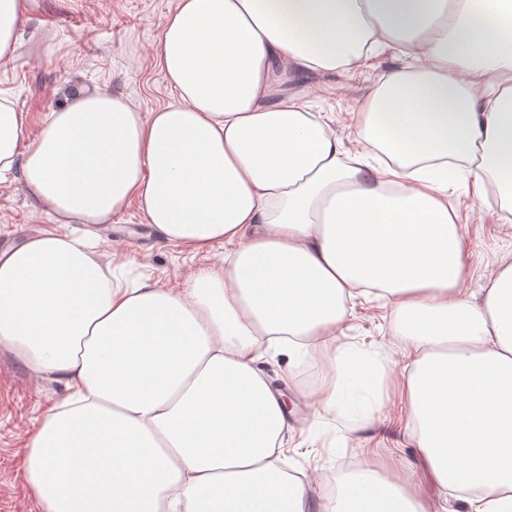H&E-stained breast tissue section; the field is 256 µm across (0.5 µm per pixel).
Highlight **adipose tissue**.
Listing matches in <instances>:
<instances>
[{
  "mask_svg": "<svg viewBox=\"0 0 512 512\" xmlns=\"http://www.w3.org/2000/svg\"><path fill=\"white\" fill-rule=\"evenodd\" d=\"M27 0H0V65ZM351 153L283 84L383 53ZM173 103L101 90L36 137L0 98V178L56 228L0 253V348L61 384L21 462L40 512H427L368 465L313 497L281 465L291 431L264 349L331 357L320 408L365 418L381 386L339 343L358 298L386 300L410 361L411 442L465 512H512V265L463 287L448 192L512 201V0H178L160 36ZM167 241L231 244L173 290L112 281L67 224L131 199Z\"/></svg>",
  "mask_w": 512,
  "mask_h": 512,
  "instance_id": "adipose-tissue-1",
  "label": "adipose tissue"
}]
</instances>
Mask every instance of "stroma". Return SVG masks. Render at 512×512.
<instances>
[{
  "label": "stroma",
  "instance_id": "obj_1",
  "mask_svg": "<svg viewBox=\"0 0 512 512\" xmlns=\"http://www.w3.org/2000/svg\"><path fill=\"white\" fill-rule=\"evenodd\" d=\"M176 5L177 0H29L15 57L0 65V96L26 112L32 137L40 132L47 112L79 91L106 89L126 95L144 113L166 105L171 94L159 63V37ZM390 63L385 53L357 72L303 84L290 81L284 89L322 113L346 148L356 150L365 94ZM448 205L465 233L468 276L463 286L473 292L500 263L512 264V223H504L500 201L484 202L462 187L449 193ZM51 227L46 216L33 211L18 174L0 181V243L18 242ZM92 231L97 258L118 264L128 288L146 281L184 287L191 273L220 263L228 250L220 244L208 252L194 251L162 240L134 199L112 223L95 225ZM340 340L377 352L387 371L386 407L364 425L359 418L333 413L313 417L302 399L289 395L296 446L289 449L285 467L304 471L314 492L323 494L330 478L369 458L389 477L410 480L430 512H441L442 498L411 446L405 360L387 310L377 301L356 306ZM63 392L62 385L36 378L11 353L0 350V512H40L23 486V448Z\"/></svg>",
  "mask_w": 512,
  "mask_h": 512
}]
</instances>
